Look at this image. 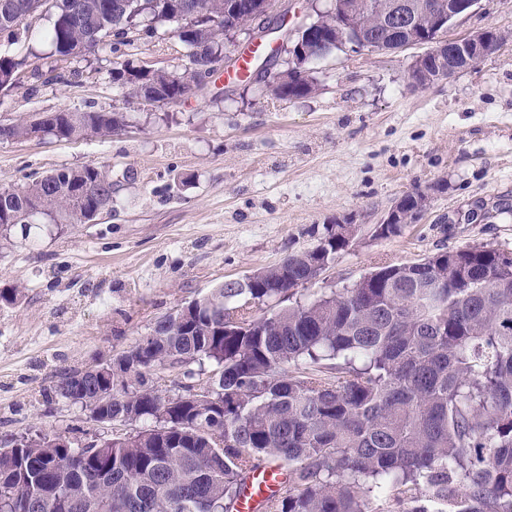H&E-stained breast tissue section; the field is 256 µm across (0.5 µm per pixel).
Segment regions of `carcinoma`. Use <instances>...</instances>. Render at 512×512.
<instances>
[{
  "label": "carcinoma",
  "mask_w": 512,
  "mask_h": 512,
  "mask_svg": "<svg viewBox=\"0 0 512 512\" xmlns=\"http://www.w3.org/2000/svg\"><path fill=\"white\" fill-rule=\"evenodd\" d=\"M155 2L148 22L169 25L188 49L187 93L197 70L239 19L240 0H192L205 23L183 25L179 0ZM0 0V70L21 64L10 47L21 39L13 4ZM413 6L393 21L365 12L359 27L380 51H395L432 30L422 0H374ZM140 0H57L42 39L53 55L85 59L110 38L126 44L120 20ZM462 58L434 46L415 76L426 86ZM155 72L130 80L136 97L164 83ZM314 90L308 76L269 86L288 101ZM13 137L26 119L0 118ZM125 127L121 112L61 110L38 129L58 139L109 136ZM112 175L91 163L59 169L23 188H0V232L48 216L87 224L112 208ZM345 224H327L318 244L258 272L251 288L228 281L159 319L133 349L138 367L108 402L106 378L92 368L59 376L55 395L129 426L122 435L74 447L45 435L27 448L0 441V512H234L249 475L288 466V488L265 512H512V255L486 246L442 252L407 265H383L363 281L287 306L349 246ZM448 272L439 282V272ZM273 303L256 316L255 308ZM197 362L202 375L163 395L148 385L160 368ZM212 366L202 369L204 363ZM294 370H288L289 365ZM147 426L135 428L133 424ZM37 499L41 508H28Z\"/></svg>",
  "instance_id": "obj_1"
}]
</instances>
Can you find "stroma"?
Here are the masks:
<instances>
[{
  "instance_id": "stroma-1",
  "label": "stroma",
  "mask_w": 512,
  "mask_h": 512,
  "mask_svg": "<svg viewBox=\"0 0 512 512\" xmlns=\"http://www.w3.org/2000/svg\"><path fill=\"white\" fill-rule=\"evenodd\" d=\"M504 41L468 69L422 87L409 68L424 46L396 52L336 50L310 65L313 94L291 101L265 83L210 78L181 104L139 105L113 83L128 60L171 71L188 49L164 28L95 56L42 67L0 92V115L60 110L122 112L108 137L50 135L0 141V187L52 171L106 166L111 211L89 224L40 221L0 236V438L60 434L73 443L106 434L87 411L56 397L60 373L125 351L154 323L224 282L314 247L324 225L352 214L356 233L306 302L341 291L374 267L488 245L512 250V0H480L448 32L482 30ZM428 197L399 233L372 227L404 195Z\"/></svg>"
}]
</instances>
